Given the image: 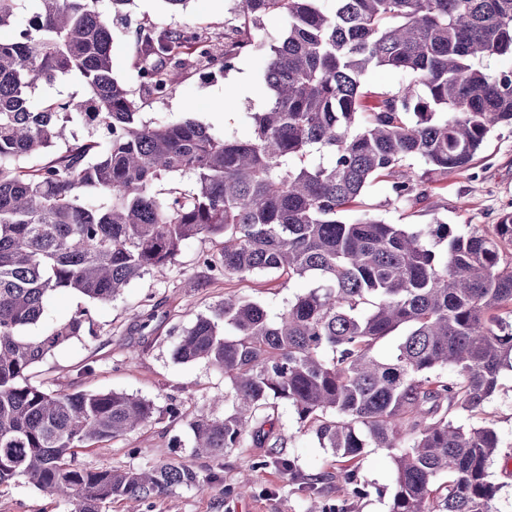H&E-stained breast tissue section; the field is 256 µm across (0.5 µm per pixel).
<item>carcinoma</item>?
<instances>
[{
    "mask_svg": "<svg viewBox=\"0 0 512 512\" xmlns=\"http://www.w3.org/2000/svg\"><path fill=\"white\" fill-rule=\"evenodd\" d=\"M134 2L0 0V29L14 28L0 40V488L23 478L71 512L112 501L137 512L172 487L201 485L186 464L81 463L79 450L151 422L154 405L30 382L54 348L94 334L86 313L41 336L24 332L50 292L111 301L209 234L224 247L202 264L224 280L273 272L313 287L274 319L226 297L183 331L175 359L206 360L230 383L213 400L223 414L190 422L194 456L249 442L270 448L259 465L292 471L266 415L279 400L336 456L343 497L309 512H348L367 495V448L392 454L389 512H492L499 435L451 415L481 412L512 369V214L457 235L439 221L390 224L371 214L364 192L388 177L391 203H424L448 175L471 169L495 128L512 125V70L480 65L512 55V0H334L330 12L320 0H237L238 23L220 33L138 24L139 89L163 99L188 68L221 61L228 72L243 50L263 48L265 17L288 21L266 61L271 99L245 141L192 119H139L147 95L112 71V20ZM24 6L30 17L18 25ZM371 67L406 83L371 91ZM68 76L83 80L85 96L34 99L38 86ZM76 121L104 139L70 141ZM414 159L428 166L418 178L408 172ZM178 176L193 189H156ZM354 207L360 215L344 219ZM399 329L394 354L379 357ZM448 365L454 375L444 379L438 369Z\"/></svg>",
    "mask_w": 512,
    "mask_h": 512,
    "instance_id": "obj_1",
    "label": "carcinoma"
}]
</instances>
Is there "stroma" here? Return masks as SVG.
Returning <instances> with one entry per match:
<instances>
[{"label": "stroma", "mask_w": 512, "mask_h": 512, "mask_svg": "<svg viewBox=\"0 0 512 512\" xmlns=\"http://www.w3.org/2000/svg\"><path fill=\"white\" fill-rule=\"evenodd\" d=\"M235 0H189L178 13L166 10L161 0H135L126 22L113 30L112 69L120 80L132 82V63L137 55L134 30L143 20L171 29L187 26L218 32L233 18ZM262 50L241 54L234 71L219 69L188 71L167 98L145 106L142 121L168 125L187 119L198 121L217 136L248 138L253 113L269 103ZM391 183L374 181L365 197L376 215L392 224H431L442 220L457 233L488 228L512 212V127L504 125L487 138L473 167L449 175L444 190L427 203L394 206ZM221 240L200 236L188 240L164 274L149 273L131 282L113 301L93 302L74 291H58L46 300L42 319L28 330L42 335L49 327L68 320L75 312L87 311L95 336H80L57 347L31 371V381L50 390L118 391L151 401L157 421L100 448L81 451L79 459L90 467H142L179 461L201 475L216 473V481L202 487H173L146 503L142 512H308L312 500H335L336 469L331 449L322 447L313 433L299 430L297 416L287 403L276 402L268 414L277 432L285 436V453L293 460L299 477L289 480L277 467H257L267 448L244 445L218 459L195 458L191 454L190 417L206 415L211 401L227 387L223 374L208 362L179 363L173 349L182 331L201 315H211L235 294L259 302L269 314L285 309L310 283L292 281L273 274L245 280L214 279L199 265L201 254H218ZM182 405L186 416L164 419L165 410ZM457 423H490L501 446L489 467L498 491L495 512H512V370H502L499 386L483 412L455 413ZM249 474L251 487L237 494L241 474ZM359 476L368 494L348 502L349 512H389L396 491L395 469L388 450L367 449L359 462ZM317 478L309 488L308 478ZM69 505L48 498L25 480L0 490V512H69Z\"/></svg>", "instance_id": "obj_1"}]
</instances>
